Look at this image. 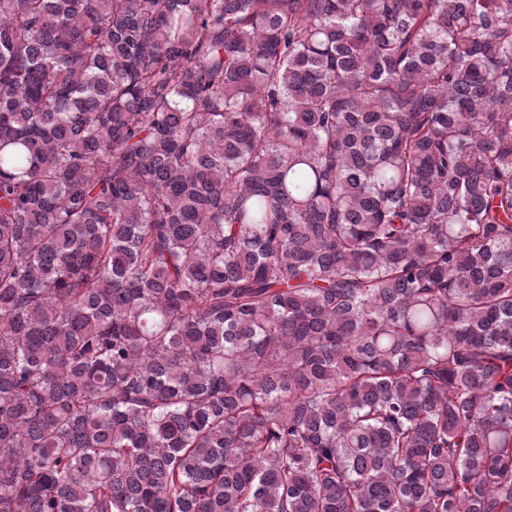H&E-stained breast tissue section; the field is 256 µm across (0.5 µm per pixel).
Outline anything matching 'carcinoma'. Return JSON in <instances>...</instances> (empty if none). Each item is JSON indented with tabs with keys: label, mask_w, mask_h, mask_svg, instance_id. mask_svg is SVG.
Wrapping results in <instances>:
<instances>
[{
	"label": "carcinoma",
	"mask_w": 512,
	"mask_h": 512,
	"mask_svg": "<svg viewBox=\"0 0 512 512\" xmlns=\"http://www.w3.org/2000/svg\"><path fill=\"white\" fill-rule=\"evenodd\" d=\"M0 512H512V0H0Z\"/></svg>",
	"instance_id": "obj_1"
}]
</instances>
